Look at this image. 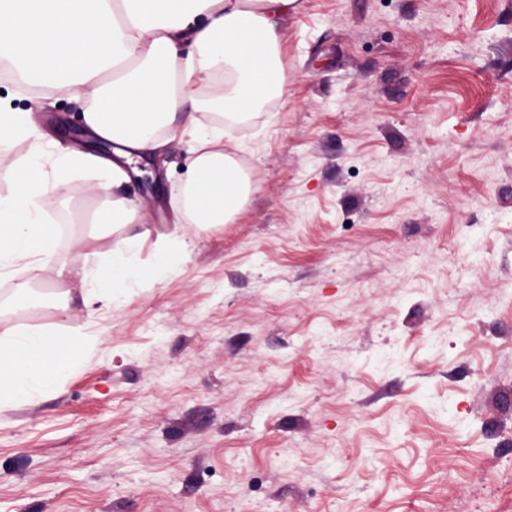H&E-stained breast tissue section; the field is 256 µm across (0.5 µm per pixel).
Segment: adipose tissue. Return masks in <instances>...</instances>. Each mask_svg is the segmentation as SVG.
<instances>
[{
	"label": "adipose tissue",
	"instance_id": "1",
	"mask_svg": "<svg viewBox=\"0 0 512 512\" xmlns=\"http://www.w3.org/2000/svg\"><path fill=\"white\" fill-rule=\"evenodd\" d=\"M296 0H0V59L19 77L49 76L56 91L89 96L81 122L94 138L115 143L116 160L92 193L126 180L124 163L175 141H189L191 173L179 194L188 223L208 229L233 221L250 185L224 151L223 126L207 127L201 106L242 115L279 88L282 22ZM228 75L222 94L204 100V85ZM94 154L59 152L41 142L28 158L0 171L10 189L0 195V273L35 256L71 272L57 242L62 224L45 223L41 201L59 193L60 173L96 165ZM41 177H34V170ZM83 297L114 288L142 287L135 245L109 250L101 263L75 271ZM80 334L20 327L0 331V411L44 398L48 385L32 368L34 357L52 367L56 350L72 356L91 349Z\"/></svg>",
	"mask_w": 512,
	"mask_h": 512
}]
</instances>
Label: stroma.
Segmentation results:
<instances>
[{
  "label": "stroma",
  "mask_w": 512,
  "mask_h": 512,
  "mask_svg": "<svg viewBox=\"0 0 512 512\" xmlns=\"http://www.w3.org/2000/svg\"><path fill=\"white\" fill-rule=\"evenodd\" d=\"M281 63L224 122L235 221L183 223L184 144L119 188L139 223H99L97 169L44 199L69 266L139 234L152 277L87 305L53 265L0 276V325L97 339L0 414V512H512V0H297ZM0 103L62 149L86 106Z\"/></svg>",
  "instance_id": "1"
}]
</instances>
